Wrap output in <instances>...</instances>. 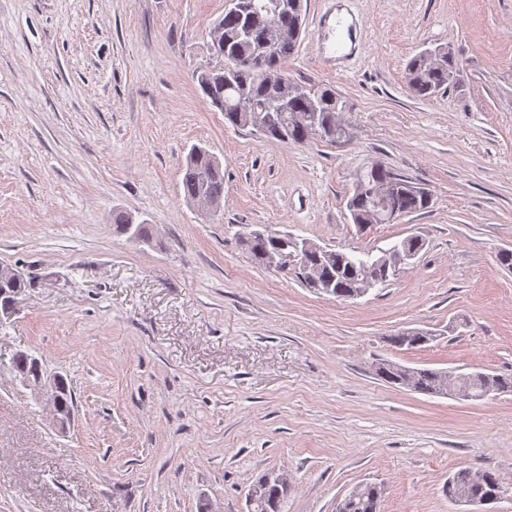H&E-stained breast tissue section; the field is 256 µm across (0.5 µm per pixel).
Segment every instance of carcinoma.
Wrapping results in <instances>:
<instances>
[{"label": "carcinoma", "instance_id": "1", "mask_svg": "<svg viewBox=\"0 0 512 512\" xmlns=\"http://www.w3.org/2000/svg\"><path fill=\"white\" fill-rule=\"evenodd\" d=\"M252 10L246 14L227 9L224 16L215 22V26L224 35V73L219 74L207 67H199L192 72V80L198 85L212 107L224 113V122L236 128L246 127L244 110L241 108L243 98H250L255 103H264L275 108L277 91L267 84L266 69H280L282 64L299 48L302 30L296 29L294 18L279 15L267 18L266 0H247ZM274 23L281 32L278 46L266 63V69H257L241 61L244 56L256 53L266 38L267 23ZM459 71L455 58H448L437 66L427 63L424 53L414 56L407 66V79L411 90L421 98H429L448 88L457 77ZM314 92L308 96L297 97L290 104V113L297 114L301 121L283 131L263 133L268 139L294 143L303 142L315 137L310 126L314 121L333 125V134L319 136V139L334 144L342 136V121L338 113L345 111L348 101L341 97L332 103L327 95L336 90L325 85H312ZM184 198L188 201L202 195H211L217 199L224 197V171L220 164L213 163V154L207 149L192 147L181 169ZM358 181L364 183L387 182L390 185V197L386 205L398 211L399 215L407 216L429 208L431 192L416 186L404 176L374 164L363 171ZM347 208L356 224L368 223V216L377 211V201L365 191L353 190L347 201ZM132 215L114 210L110 217L116 233L129 234ZM299 238L290 234H281L276 238L247 237L240 239L241 245L253 256L258 257L267 251L291 254L296 252ZM305 264L315 269L313 279H301L302 273L294 271L292 276L310 291L338 299L356 293L363 285L366 275L372 276L375 284L383 285L395 275L374 264L372 254L365 251L344 253L331 251L327 257H316L309 253L302 256ZM34 287V281L25 275L17 279L0 280V290L5 296L16 292H27ZM431 340L426 332L410 329L399 332L389 338L391 344L398 348L414 349ZM12 367L29 379L37 380L33 371L29 353L18 352L12 360ZM372 370L384 382L411 391L430 395H448V372L432 368H410L387 360H378ZM460 386L470 389L473 395L482 399L492 393L512 392V377L487 372H473L466 375ZM253 488L260 490L255 502L251 504V512H282L283 503L288 498V482L273 473L259 479ZM501 484L497 475L490 469L482 467L462 468L448 478L444 486L448 500L462 498L484 500L492 504L498 500L497 493ZM382 488L376 483L365 486L361 494L344 502V512H377Z\"/></svg>", "mask_w": 512, "mask_h": 512}]
</instances>
